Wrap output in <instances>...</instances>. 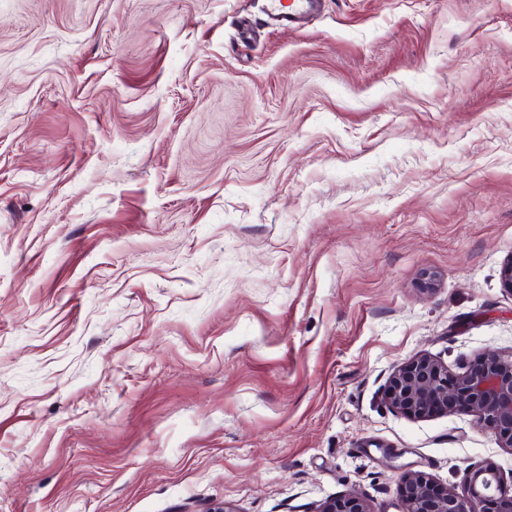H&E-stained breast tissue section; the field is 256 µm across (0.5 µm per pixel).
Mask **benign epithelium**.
Instances as JSON below:
<instances>
[{
	"mask_svg": "<svg viewBox=\"0 0 512 512\" xmlns=\"http://www.w3.org/2000/svg\"><path fill=\"white\" fill-rule=\"evenodd\" d=\"M384 402L410 418L430 413H469L505 448H512V353L488 352L468 371L453 374L426 354L398 367ZM401 512H512V487L492 464L471 470L467 488H437L428 475L409 470L401 478ZM319 512H375L356 492L324 502Z\"/></svg>",
	"mask_w": 512,
	"mask_h": 512,
	"instance_id": "obj_1",
	"label": "benign epithelium"
}]
</instances>
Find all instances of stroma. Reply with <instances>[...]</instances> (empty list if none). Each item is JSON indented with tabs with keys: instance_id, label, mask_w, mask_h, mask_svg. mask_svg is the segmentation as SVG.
Instances as JSON below:
<instances>
[{
	"instance_id": "obj_1",
	"label": "stroma",
	"mask_w": 512,
	"mask_h": 512,
	"mask_svg": "<svg viewBox=\"0 0 512 512\" xmlns=\"http://www.w3.org/2000/svg\"><path fill=\"white\" fill-rule=\"evenodd\" d=\"M510 259L512 0H0V512L511 478L382 400L512 352ZM265 15L277 24L300 27L323 8L324 0H294L286 6L282 0H265Z\"/></svg>"
}]
</instances>
